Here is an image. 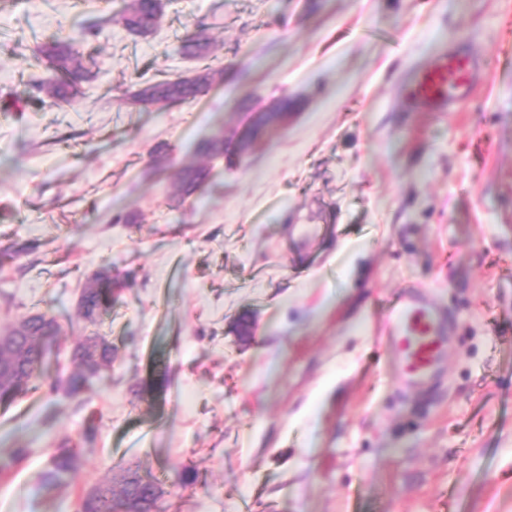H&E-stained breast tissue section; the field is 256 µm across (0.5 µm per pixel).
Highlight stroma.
<instances>
[{
  "instance_id": "obj_1",
  "label": "stroma",
  "mask_w": 512,
  "mask_h": 512,
  "mask_svg": "<svg viewBox=\"0 0 512 512\" xmlns=\"http://www.w3.org/2000/svg\"><path fill=\"white\" fill-rule=\"evenodd\" d=\"M164 3L150 35L105 25L98 81L44 107L38 46L98 0H0V328L52 312L53 381L84 336L116 349L79 394L0 403V462L28 451L0 512H78L127 468L157 479L159 512H512V0ZM201 29L223 83L129 108L140 77L194 68L180 45ZM460 36L483 74L471 100L406 110L414 71ZM219 131L232 159L170 209L172 174ZM105 265L123 290L93 327L79 299ZM408 285L448 340L440 378L405 395L383 329ZM66 438L72 482L41 487Z\"/></svg>"
}]
</instances>
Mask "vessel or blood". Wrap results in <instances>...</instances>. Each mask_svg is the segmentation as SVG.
Listing matches in <instances>:
<instances>
[{
  "instance_id": "b4317fda",
  "label": "vessel or blood",
  "mask_w": 512,
  "mask_h": 512,
  "mask_svg": "<svg viewBox=\"0 0 512 512\" xmlns=\"http://www.w3.org/2000/svg\"><path fill=\"white\" fill-rule=\"evenodd\" d=\"M479 65L466 49L454 47L433 57L411 85L405 104L428 112H452L471 100L479 82ZM386 347L395 360L401 391L418 389L444 361L446 343L440 309L415 287L401 290L385 318Z\"/></svg>"
}]
</instances>
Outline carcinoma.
<instances>
[{
    "instance_id": "1",
    "label": "carcinoma",
    "mask_w": 512,
    "mask_h": 512,
    "mask_svg": "<svg viewBox=\"0 0 512 512\" xmlns=\"http://www.w3.org/2000/svg\"><path fill=\"white\" fill-rule=\"evenodd\" d=\"M164 0H123L120 11L111 21L121 24L129 33L144 36L152 32L162 19ZM86 33L75 37H52L44 42L34 55L37 67L52 73V78L38 84L43 93L40 103L74 100L83 94V85L95 78L90 69L91 55L85 51ZM183 54L204 58L214 50L209 39L198 35L182 42ZM223 81V69L206 64L191 76L171 79L153 76L145 79L129 93V102L142 108L158 110L178 103L196 100L209 88ZM199 152L209 159L224 156V132H219L199 145ZM209 171L205 165H185L174 176L171 202L179 206L206 182ZM120 283L109 270L93 273L83 289L79 304L81 317L94 324L107 312L114 301V292ZM61 333L56 318L40 312L20 320L10 346L0 352V402L13 400L20 391L34 383L45 382L42 361L43 343L48 336ZM75 369L65 381L66 391L77 394L96 372L112 367V345L99 336H88L78 341L72 351ZM77 468V456L62 445L49 456L41 473L45 487L68 484ZM157 484L149 477L136 473L123 477L122 488L116 492L112 482L95 488L82 502L81 512H150L156 508L159 495Z\"/></svg>"
}]
</instances>
